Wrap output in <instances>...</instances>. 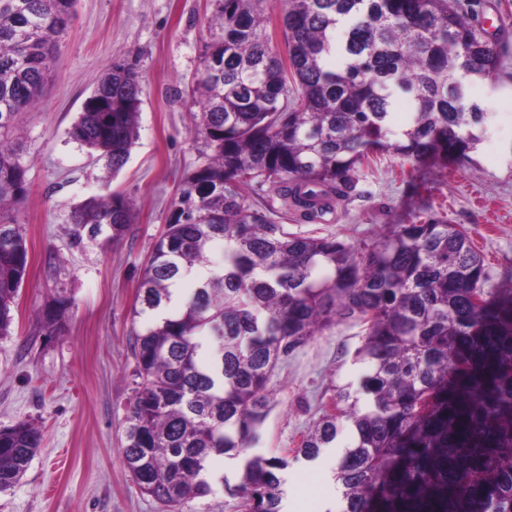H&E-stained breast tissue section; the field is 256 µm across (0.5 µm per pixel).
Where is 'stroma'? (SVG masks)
<instances>
[{
  "label": "stroma",
  "mask_w": 512,
  "mask_h": 512,
  "mask_svg": "<svg viewBox=\"0 0 512 512\" xmlns=\"http://www.w3.org/2000/svg\"><path fill=\"white\" fill-rule=\"evenodd\" d=\"M471 5L497 34L503 67L494 83L469 88L489 115L470 161L448 171L379 155L329 221L294 222L292 231L359 246L378 240L388 225L436 217L468 231L489 287L512 289V0ZM213 11L212 0H77L40 105L19 117L13 139L28 168L29 194L11 216L27 238L29 267L11 333L0 338V427L35 422L43 444L21 481L0 492V512H159L119 454L132 395L131 310L182 180L209 154L194 131L193 88ZM117 61L140 76L141 111L129 160L114 172L68 131L101 73ZM112 191L134 207L123 238L74 242L73 210ZM60 293L75 306L65 332L49 338L35 313ZM360 339V326L336 323L277 367L270 383L276 405L254 453L297 447L329 382L361 376L353 361ZM350 442L342 430L315 461L291 463L284 512H337L333 471Z\"/></svg>",
  "instance_id": "obj_1"
}]
</instances>
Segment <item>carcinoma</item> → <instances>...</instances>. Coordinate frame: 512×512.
I'll use <instances>...</instances> for the list:
<instances>
[{"mask_svg":"<svg viewBox=\"0 0 512 512\" xmlns=\"http://www.w3.org/2000/svg\"><path fill=\"white\" fill-rule=\"evenodd\" d=\"M213 2L195 87L212 154L186 173L137 289L126 469L162 512H184L217 481L237 512H282L288 458L317 459L346 426L338 512H512V291L486 287L467 232L391 224L358 247L288 229L347 200L374 155L468 160L488 129L468 89L501 69L500 44L453 0H283L286 50L274 54L267 0ZM73 4L0 0V336L29 263L9 218L29 193L10 134L40 102ZM404 98L413 110L401 119ZM140 107L139 74L116 62L69 135L118 171ZM263 184L279 204L246 205ZM132 219L122 194L93 197L72 214L73 238L117 242ZM194 270L206 276L173 302ZM72 306L59 294L38 310L42 334H60ZM342 320L362 327L358 382L330 381L289 453L249 454L275 369ZM41 441L29 421L0 428V491ZM217 456L236 461L237 483L211 476Z\"/></svg>","mask_w":512,"mask_h":512,"instance_id":"1","label":"carcinoma"}]
</instances>
